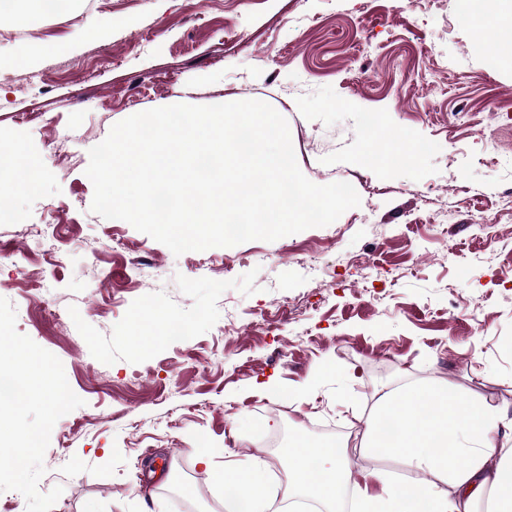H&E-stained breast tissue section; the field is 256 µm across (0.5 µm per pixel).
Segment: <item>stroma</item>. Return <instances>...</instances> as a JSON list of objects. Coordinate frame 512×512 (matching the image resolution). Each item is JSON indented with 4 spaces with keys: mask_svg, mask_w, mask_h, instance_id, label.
I'll list each match as a JSON object with an SVG mask.
<instances>
[{
    "mask_svg": "<svg viewBox=\"0 0 512 512\" xmlns=\"http://www.w3.org/2000/svg\"><path fill=\"white\" fill-rule=\"evenodd\" d=\"M486 7L103 0L61 28L20 0L28 21L7 19L19 39H0V143L22 144L43 177L0 201L15 216L0 224V370L26 385L16 357L32 352L63 387L0 405V439L40 436L25 482L0 452V512H224L215 470L253 459L282 507L287 432L348 440L351 469L406 479L386 449L359 445L383 387L436 382L449 402L512 410V33L466 20ZM251 99L287 120L310 181L351 183L359 206L179 256L91 212L89 151L114 124ZM389 134L422 145L418 162L385 154ZM53 220L62 239L36 248L28 228ZM147 310L187 336L153 342Z\"/></svg>",
    "mask_w": 512,
    "mask_h": 512,
    "instance_id": "obj_1",
    "label": "stroma"
}]
</instances>
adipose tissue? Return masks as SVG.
I'll list each match as a JSON object with an SVG mask.
<instances>
[{
  "mask_svg": "<svg viewBox=\"0 0 512 512\" xmlns=\"http://www.w3.org/2000/svg\"><path fill=\"white\" fill-rule=\"evenodd\" d=\"M365 448H385L410 471L428 480L405 484L379 470L355 472L346 465L347 441H299L290 471L294 493L328 512H512V418L482 400L452 403L442 386L384 389L361 435ZM224 512H270L260 462L227 469Z\"/></svg>",
  "mask_w": 512,
  "mask_h": 512,
  "instance_id": "adipose-tissue-1",
  "label": "adipose tissue"
}]
</instances>
